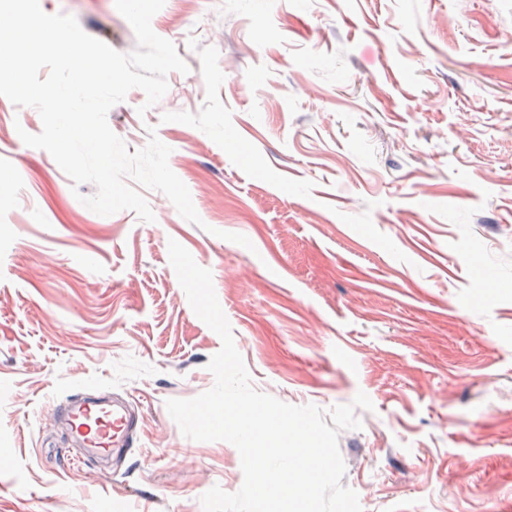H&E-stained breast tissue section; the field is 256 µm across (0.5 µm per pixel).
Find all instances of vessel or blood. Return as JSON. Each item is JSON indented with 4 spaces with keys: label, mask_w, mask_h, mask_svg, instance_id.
<instances>
[{
    "label": "vessel or blood",
    "mask_w": 512,
    "mask_h": 512,
    "mask_svg": "<svg viewBox=\"0 0 512 512\" xmlns=\"http://www.w3.org/2000/svg\"><path fill=\"white\" fill-rule=\"evenodd\" d=\"M57 423L73 437L79 460L111 472L131 447L138 420L134 409L116 397L77 389L53 410Z\"/></svg>",
    "instance_id": "1"
}]
</instances>
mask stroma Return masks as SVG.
<instances>
[{"instance_id": "1", "label": "stroma", "mask_w": 512, "mask_h": 512, "mask_svg": "<svg viewBox=\"0 0 512 512\" xmlns=\"http://www.w3.org/2000/svg\"><path fill=\"white\" fill-rule=\"evenodd\" d=\"M39 3L137 45L114 0ZM151 25L189 71L108 122L171 148L200 224L149 189L154 222L89 210L95 186L20 139L38 111L0 96V512H203L240 489L238 450L166 409L213 386L221 348L172 239L254 388L371 399L338 438L363 512H512V0H166ZM84 385L143 411L110 475L70 463L53 417Z\"/></svg>"}]
</instances>
